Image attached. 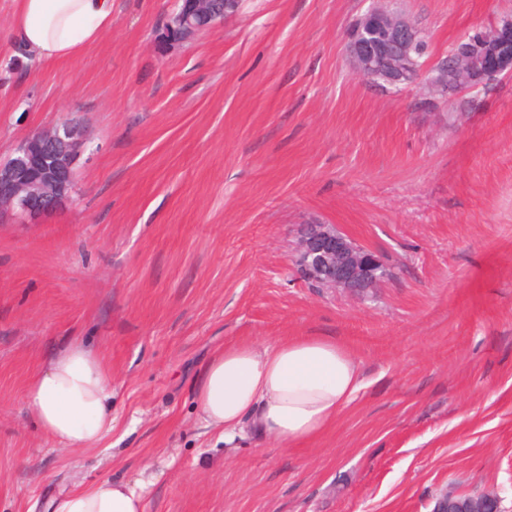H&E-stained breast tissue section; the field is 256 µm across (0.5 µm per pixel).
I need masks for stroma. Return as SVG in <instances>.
<instances>
[{
  "instance_id": "1",
  "label": "stroma",
  "mask_w": 512,
  "mask_h": 512,
  "mask_svg": "<svg viewBox=\"0 0 512 512\" xmlns=\"http://www.w3.org/2000/svg\"><path fill=\"white\" fill-rule=\"evenodd\" d=\"M375 7L426 47L402 88L353 70ZM174 0H112L81 56L17 66L0 0V160L60 122L86 140L71 199L0 226V512L75 484L150 479L145 512H431L492 494L512 512V76L430 88L512 0H242L186 43ZM332 224L391 275L362 300L293 271L297 230ZM332 336L363 386L312 444L229 447L193 387L228 343ZM86 345L112 369V432L63 450L28 383ZM492 502L497 504L499 509L500 500L497 496L487 494L466 496L446 492L436 498L431 512H497L498 509L488 510Z\"/></svg>"
}]
</instances>
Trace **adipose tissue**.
I'll use <instances>...</instances> for the list:
<instances>
[{
	"label": "adipose tissue",
	"instance_id": "adipose-tissue-1",
	"mask_svg": "<svg viewBox=\"0 0 512 512\" xmlns=\"http://www.w3.org/2000/svg\"><path fill=\"white\" fill-rule=\"evenodd\" d=\"M112 27V0H15L17 55L44 65L80 56ZM360 387L359 367L330 336L267 346L229 343L199 373L195 404L224 442L252 435L296 447L327 431ZM26 405L41 433L69 450L95 448L112 430V370L72 344L30 380ZM145 483L102 478L54 497L51 512H144Z\"/></svg>",
	"mask_w": 512,
	"mask_h": 512
}]
</instances>
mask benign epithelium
<instances>
[{
	"label": "benign epithelium",
	"mask_w": 512,
	"mask_h": 512,
	"mask_svg": "<svg viewBox=\"0 0 512 512\" xmlns=\"http://www.w3.org/2000/svg\"><path fill=\"white\" fill-rule=\"evenodd\" d=\"M240 0H177L160 36L188 42L238 12ZM419 31L402 13L374 8L349 33L348 48L359 74L394 87L408 85L420 72ZM512 75V18L459 42L451 66L436 70L432 87L448 97L476 89L489 79ZM84 147L78 128L60 123L27 136L0 160V223L20 216L38 218L71 198L73 169ZM294 266L323 289L344 290L360 298L383 278L384 266L367 248L330 224H305L298 236ZM496 496L443 493L432 512H489Z\"/></svg>",
	"instance_id": "7a95c632"
}]
</instances>
